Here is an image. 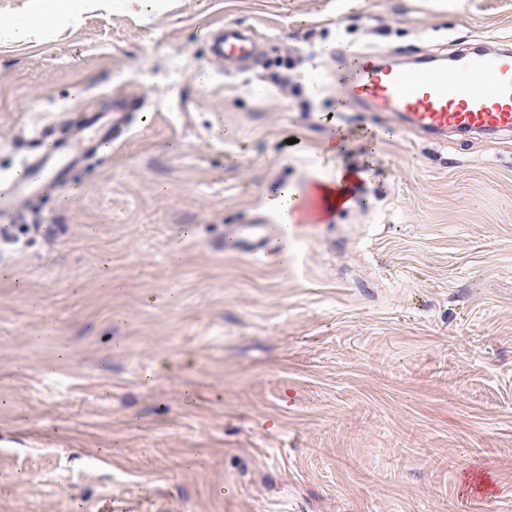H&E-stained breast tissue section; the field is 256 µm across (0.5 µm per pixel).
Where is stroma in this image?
Returning a JSON list of instances; mask_svg holds the SVG:
<instances>
[{"instance_id":"1","label":"stroma","mask_w":512,"mask_h":512,"mask_svg":"<svg viewBox=\"0 0 512 512\" xmlns=\"http://www.w3.org/2000/svg\"><path fill=\"white\" fill-rule=\"evenodd\" d=\"M44 11L0 40V170L114 92L140 111L0 246V512H512V140L425 138L338 81L512 44V0H0ZM352 170L288 252L227 247ZM60 17L55 12L26 15L10 19L0 18V39L10 40L58 25ZM214 50L217 55L224 56V58L231 55L245 60L254 54L255 43L251 38L245 37L233 29L225 28L224 35Z\"/></svg>"}]
</instances>
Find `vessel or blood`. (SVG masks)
<instances>
[{
	"label": "vessel or blood",
	"instance_id": "obj_1",
	"mask_svg": "<svg viewBox=\"0 0 512 512\" xmlns=\"http://www.w3.org/2000/svg\"><path fill=\"white\" fill-rule=\"evenodd\" d=\"M215 51L245 60L253 55L255 44L228 28ZM482 77L489 78V86L471 90V82ZM343 90L348 102L395 113L410 130L435 138L462 133L512 135V50L508 48L462 52L451 64L421 70L387 65L375 54L365 53L346 76ZM131 121L130 113L119 107L109 115L83 113L74 133L51 125L35 130L43 150L24 158L21 173L0 171V223H20L25 205L65 189L84 156L119 142ZM328 212L324 197L315 191L299 201L286 222L232 224L226 226L224 237L236 252L260 263L272 249H287L300 228L323 223Z\"/></svg>",
	"mask_w": 512,
	"mask_h": 512
}]
</instances>
